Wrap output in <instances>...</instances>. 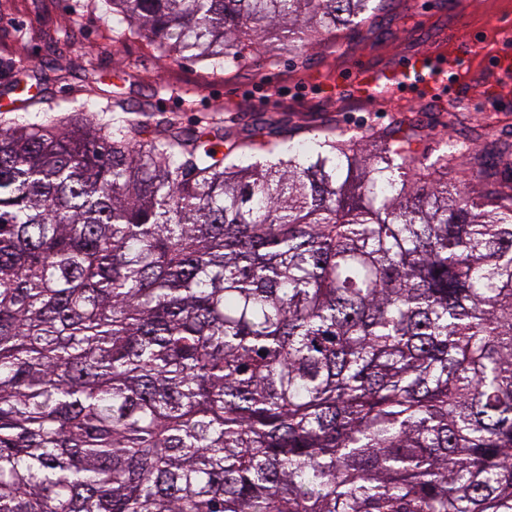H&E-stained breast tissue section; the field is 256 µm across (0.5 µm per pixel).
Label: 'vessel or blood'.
Wrapping results in <instances>:
<instances>
[{
    "label": "vessel or blood",
    "mask_w": 512,
    "mask_h": 512,
    "mask_svg": "<svg viewBox=\"0 0 512 512\" xmlns=\"http://www.w3.org/2000/svg\"><path fill=\"white\" fill-rule=\"evenodd\" d=\"M441 54L452 67L470 68L477 64L491 63L494 77L487 80V94H495L501 83L512 79V13L503 12L490 17L484 37L471 41L466 55H459L456 44H449ZM426 73L425 84L434 87L444 76L443 68L428 69L427 61L420 56L407 58L397 66L378 70L362 67L354 80L320 76V83L327 89L339 91L349 89L359 98L377 95L379 89L393 90L405 84L411 75Z\"/></svg>",
    "instance_id": "obj_1"
}]
</instances>
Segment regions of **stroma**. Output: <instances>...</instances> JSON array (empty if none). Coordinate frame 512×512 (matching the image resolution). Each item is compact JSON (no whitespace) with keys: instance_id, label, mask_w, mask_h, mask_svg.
I'll return each mask as SVG.
<instances>
[{"instance_id":"35a3bbf8","label":"stroma","mask_w":512,"mask_h":512,"mask_svg":"<svg viewBox=\"0 0 512 512\" xmlns=\"http://www.w3.org/2000/svg\"><path fill=\"white\" fill-rule=\"evenodd\" d=\"M503 8L502 0H386L365 22L320 38L306 63L287 55L274 60L259 50L249 66L228 62L215 69L202 61L166 60L147 41L116 34L100 0H0V125H78L90 116L111 127L144 105L153 123L248 129L268 118L288 127L348 125L362 135L393 124L396 107L423 106L416 80L369 112L354 97L326 95L318 72L348 78L361 66L384 67L415 53L434 57L442 39L465 42ZM88 69L118 80L116 95L126 111H113L116 95L87 84ZM21 70L49 74L47 87L19 92L13 78ZM454 92L472 108L429 113L417 144L420 160L434 161L453 139L471 158L512 144V83L501 87L498 112L481 111L482 84L464 71H447L436 98L444 102Z\"/></svg>"}]
</instances>
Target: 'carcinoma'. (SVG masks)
Returning a JSON list of instances; mask_svg holds the SVG:
<instances>
[{"mask_svg":"<svg viewBox=\"0 0 512 512\" xmlns=\"http://www.w3.org/2000/svg\"><path fill=\"white\" fill-rule=\"evenodd\" d=\"M103 2L217 67L384 0ZM414 136L1 127L0 512H512V149Z\"/></svg>","mask_w":512,"mask_h":512,"instance_id":"carcinoma-1","label":"carcinoma"}]
</instances>
